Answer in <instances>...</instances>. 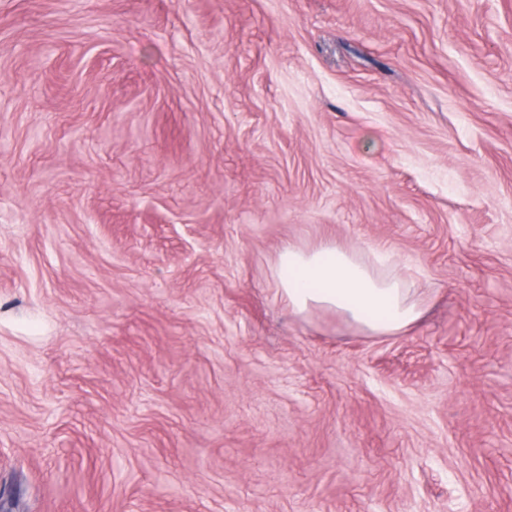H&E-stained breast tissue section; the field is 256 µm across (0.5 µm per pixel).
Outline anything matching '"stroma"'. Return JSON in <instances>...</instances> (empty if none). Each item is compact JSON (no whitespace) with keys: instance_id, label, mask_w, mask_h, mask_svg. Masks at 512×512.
<instances>
[{"instance_id":"obj_1","label":"stroma","mask_w":512,"mask_h":512,"mask_svg":"<svg viewBox=\"0 0 512 512\" xmlns=\"http://www.w3.org/2000/svg\"><path fill=\"white\" fill-rule=\"evenodd\" d=\"M422 320L292 315L285 243ZM512 512V0H0V504Z\"/></svg>"}]
</instances>
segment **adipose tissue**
I'll return each instance as SVG.
<instances>
[{
    "mask_svg": "<svg viewBox=\"0 0 512 512\" xmlns=\"http://www.w3.org/2000/svg\"><path fill=\"white\" fill-rule=\"evenodd\" d=\"M385 263L382 254L369 263L332 242L309 250L287 244L274 268L277 292L294 315L332 311L371 335L393 336L417 323L423 309L405 277Z\"/></svg>",
    "mask_w": 512,
    "mask_h": 512,
    "instance_id": "ef3b65f1",
    "label": "adipose tissue"
}]
</instances>
